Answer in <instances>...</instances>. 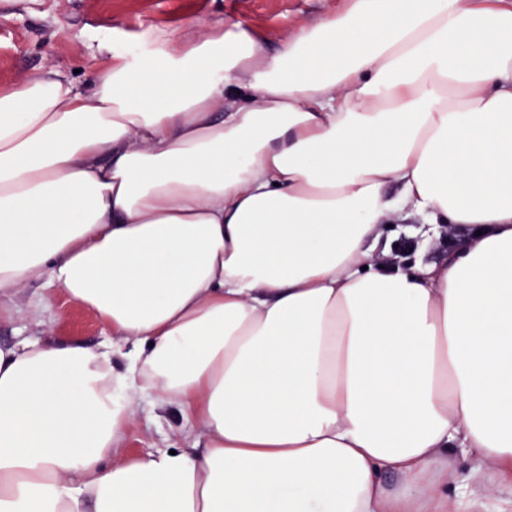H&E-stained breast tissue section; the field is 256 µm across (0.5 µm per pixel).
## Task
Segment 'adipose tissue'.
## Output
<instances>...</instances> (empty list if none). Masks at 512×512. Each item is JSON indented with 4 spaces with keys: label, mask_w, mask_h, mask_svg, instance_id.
Returning a JSON list of instances; mask_svg holds the SVG:
<instances>
[{
    "label": "adipose tissue",
    "mask_w": 512,
    "mask_h": 512,
    "mask_svg": "<svg viewBox=\"0 0 512 512\" xmlns=\"http://www.w3.org/2000/svg\"><path fill=\"white\" fill-rule=\"evenodd\" d=\"M100 51L0 86V320L107 334L0 347V512H512V0ZM406 209L472 232L388 266ZM146 397L189 428L130 457ZM41 282L22 285L12 299V317L0 322V344L11 345L24 336H37L66 342L79 340L97 345L104 338L103 329L90 311L71 303L59 289ZM54 293L49 307L41 304L47 293Z\"/></svg>",
    "instance_id": "ef3b65f1"
}]
</instances>
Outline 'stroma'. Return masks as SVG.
<instances>
[{
  "label": "stroma",
  "mask_w": 512,
  "mask_h": 512,
  "mask_svg": "<svg viewBox=\"0 0 512 512\" xmlns=\"http://www.w3.org/2000/svg\"><path fill=\"white\" fill-rule=\"evenodd\" d=\"M343 0H0V84H18L35 73L62 71L88 80L91 53L107 28H114L116 51L136 50L141 34L151 28L170 29L188 21L204 25L240 20L260 29L269 49L289 35L296 19L315 20L340 9ZM419 221L396 217L391 221L386 262L402 264L415 258L431 262L447 253L462 230L442 226L436 235H413ZM43 283L22 285L12 299L11 318L0 322V344L25 336L97 345L103 329L90 311L55 291L50 306L41 300ZM182 422L178 410L157 415L150 401H141L129 427L124 451L138 455L164 446Z\"/></svg>",
  "instance_id": "stroma-1"
}]
</instances>
